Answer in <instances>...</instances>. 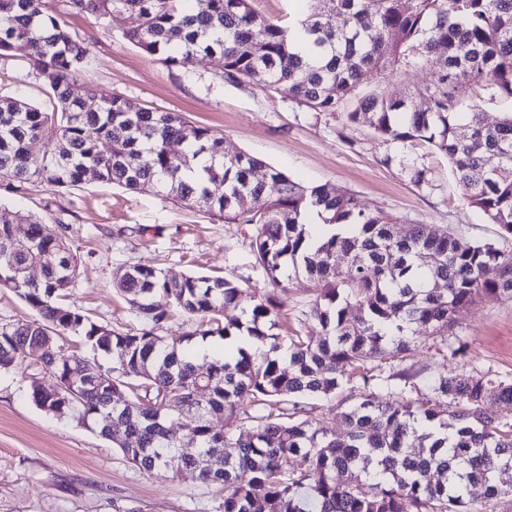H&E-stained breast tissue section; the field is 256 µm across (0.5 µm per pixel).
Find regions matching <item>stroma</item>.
<instances>
[{
    "mask_svg": "<svg viewBox=\"0 0 512 512\" xmlns=\"http://www.w3.org/2000/svg\"><path fill=\"white\" fill-rule=\"evenodd\" d=\"M48 12L83 40L90 65L82 79L106 94L124 96L146 108L179 112L224 137L229 153L245 152L311 185L353 192L368 209H381L408 224H437L463 235L499 242L461 195L447 158L425 143L389 142L364 126L346 125L340 113L310 112L286 91L243 85L199 65L167 66L126 40L136 15L113 14L102 28L71 0H46ZM0 95L51 109L50 81L26 57H0ZM424 170L414 181L411 169ZM0 207L37 215L45 233L67 232L79 262L71 300L98 323L116 330L142 327V320L117 295L112 271L121 265H150L180 277L196 273L226 277L243 288L249 304L263 274L253 258L251 224L214 220L202 208L173 204L165 195L133 192L92 179L74 187L31 188L23 195L0 191ZM454 335L463 355L443 356L426 330L413 357L437 371L481 372L512 379V302L492 301L460 308ZM38 362L0 372V512H220L222 497L191 477L162 479L139 470L113 440L70 419L39 409L29 396Z\"/></svg>",
    "mask_w": 512,
    "mask_h": 512,
    "instance_id": "obj_1",
    "label": "stroma"
}]
</instances>
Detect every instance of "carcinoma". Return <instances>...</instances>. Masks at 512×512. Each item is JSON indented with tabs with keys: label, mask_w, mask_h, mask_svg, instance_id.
<instances>
[{
	"label": "carcinoma",
	"mask_w": 512,
	"mask_h": 512,
	"mask_svg": "<svg viewBox=\"0 0 512 512\" xmlns=\"http://www.w3.org/2000/svg\"><path fill=\"white\" fill-rule=\"evenodd\" d=\"M71 2L102 20L137 15L127 39L169 66L204 60L220 77L282 87L307 110L338 112L388 141L433 146L448 158L468 206L512 238V111L489 124L477 103L456 94L470 84L512 101V0H309L310 12L294 26L258 14L252 0ZM325 15L338 25L323 23ZM4 53L30 58L49 76L53 107L0 96V189H63L90 171L128 190L159 187L177 204L256 225L255 263L271 284L256 289L242 318L226 322L224 309L241 294L234 281L120 266L112 288L148 325L116 331L68 302L79 276L70 239L43 235L35 215L0 211V288L34 311L0 321V371L45 344L30 381L38 408L105 439L102 423L114 418L129 463L161 478L192 474L224 492L222 512H479L473 487L486 499L512 497V423L483 411L489 400L511 405L512 382L433 374L426 365L384 377L367 367L413 351L420 327L457 355L461 347H448V336L460 308L512 301L511 248L436 224H408L400 234L397 219L366 210L349 191L304 185L247 153L225 155L224 136L180 113L93 85L77 91L89 48L45 0H0ZM426 66L436 68L429 85L403 91L390 81ZM368 71L381 84L365 91ZM38 139L48 145L40 157L28 150ZM312 212L323 227L303 221ZM34 263L42 276L30 282L21 269ZM300 272L314 284L306 312L312 336H290L283 322L288 283ZM352 306L359 316H350ZM176 316L191 327L170 343L157 329ZM237 336L264 352L238 347L202 363L190 356V344ZM84 349L109 363L87 370ZM71 378L80 386L55 391ZM351 382L360 393L349 404L339 394ZM308 399L335 402L346 431L308 417ZM435 400L446 403L450 419L435 411ZM174 403L197 413L193 424L179 423ZM254 407L266 413L254 415ZM215 414L224 429L211 425ZM295 457L302 468H291Z\"/></svg>",
	"instance_id": "carcinoma-1"
}]
</instances>
